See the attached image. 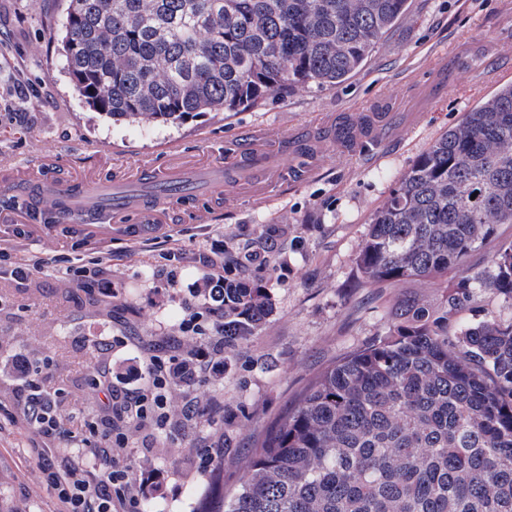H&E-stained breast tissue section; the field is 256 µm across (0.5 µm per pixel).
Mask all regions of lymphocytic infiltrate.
Segmentation results:
<instances>
[{
  "label": "lymphocytic infiltrate",
  "mask_w": 512,
  "mask_h": 512,
  "mask_svg": "<svg viewBox=\"0 0 512 512\" xmlns=\"http://www.w3.org/2000/svg\"><path fill=\"white\" fill-rule=\"evenodd\" d=\"M209 327H197L192 346L182 340L149 343L142 367L113 374L111 358H102L91 383L100 397L98 419L81 449H70L74 435L54 414V406L35 381L41 368L26 355L0 361V374L15 383L26 423L37 433L63 440L60 448L37 451L42 482L64 512H138L154 471L152 441L161 433L193 428L201 409L186 399L180 412L168 407L171 392L211 377L224 367V309L208 306ZM140 441L142 465L132 471L120 463L133 441Z\"/></svg>",
  "instance_id": "1"
}]
</instances>
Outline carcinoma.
<instances>
[{"label":"carcinoma","mask_w":512,"mask_h":512,"mask_svg":"<svg viewBox=\"0 0 512 512\" xmlns=\"http://www.w3.org/2000/svg\"><path fill=\"white\" fill-rule=\"evenodd\" d=\"M408 0H66L63 69L112 120L177 123L264 105L295 85L341 86ZM512 84L421 153L359 246L375 287L443 284L395 300L386 326L327 367L246 459L224 512H512V319L456 315L479 292L512 303ZM225 351L271 309L263 285L224 280ZM512 241V224H500L497 226L494 235L486 239L482 246L476 250L470 260L469 265L473 271L483 270L487 264L488 258L497 252L504 244Z\"/></svg>","instance_id":"carcinoma-1"}]
</instances>
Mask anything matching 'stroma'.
I'll return each instance as SVG.
<instances>
[{"instance_id": "35a3bbf8", "label": "stroma", "mask_w": 512, "mask_h": 512, "mask_svg": "<svg viewBox=\"0 0 512 512\" xmlns=\"http://www.w3.org/2000/svg\"><path fill=\"white\" fill-rule=\"evenodd\" d=\"M63 8V0H0V211L23 205L12 173L42 156L58 160L44 173L58 189L88 177L133 178L145 161L157 169L220 161L233 176L210 195L166 201L173 246L160 234L111 241L98 226L81 234L61 224L45 229L24 213L0 222V238L15 241L0 258V359L44 360L42 390H65L90 418L98 398L89 377L101 353L123 372L145 357L144 341L182 335L185 304L207 302L213 275L262 284L272 310L258 333L235 345L223 373L173 392L174 409L189 394L206 412L193 437L158 436V488L140 505L222 512L268 427L317 373L382 330L387 300L405 291L402 283L365 284L359 245L416 156L512 83V0H409L344 85L296 86L261 107L177 124L115 123L78 100L61 64ZM253 136L269 149L268 169L291 173L264 198L251 194L252 176L236 171ZM270 224L287 232L259 272L244 255ZM102 251L112 254L103 276L80 286L64 276L67 267L93 268ZM21 259L37 266L12 280ZM156 270L173 273L174 286H156ZM196 438L224 448L209 471L186 455ZM62 445L31 433L11 380L0 376V512H61L41 484L36 451Z\"/></svg>"}]
</instances>
